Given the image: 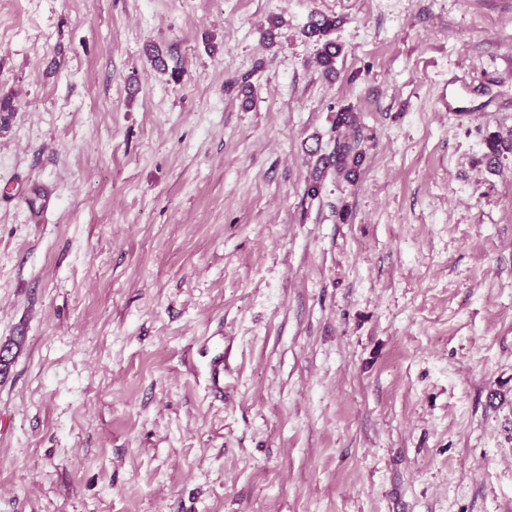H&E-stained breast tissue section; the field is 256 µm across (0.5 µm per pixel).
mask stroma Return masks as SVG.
<instances>
[{"label": "stroma", "mask_w": 512, "mask_h": 512, "mask_svg": "<svg viewBox=\"0 0 512 512\" xmlns=\"http://www.w3.org/2000/svg\"><path fill=\"white\" fill-rule=\"evenodd\" d=\"M4 96L0 512H512V0H0ZM340 22L335 16L316 14L310 21L307 35L320 45L317 63L327 76L335 74L336 57L341 52V45L331 36L336 33ZM354 148L350 144L336 141V148L323 161V167L333 166L337 175H342L345 179H351L355 175L357 167L360 165V154L353 153Z\"/></svg>", "instance_id": "obj_1"}]
</instances>
